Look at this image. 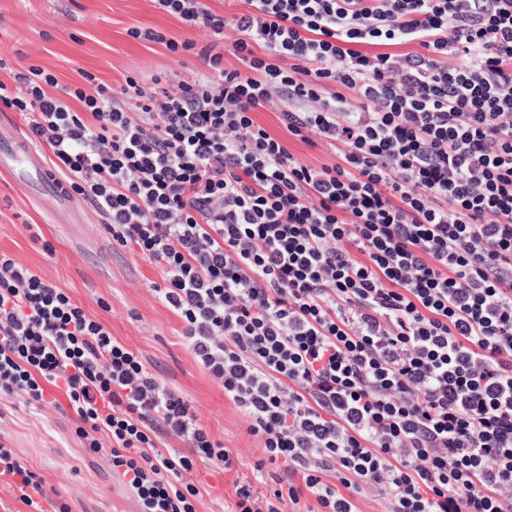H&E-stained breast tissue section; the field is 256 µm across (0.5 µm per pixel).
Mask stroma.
Listing matches in <instances>:
<instances>
[{
  "mask_svg": "<svg viewBox=\"0 0 512 512\" xmlns=\"http://www.w3.org/2000/svg\"><path fill=\"white\" fill-rule=\"evenodd\" d=\"M156 29L178 41L204 44L209 32L158 10L153 0H0V82L13 84L28 65L52 73L61 86H84V73L119 91L126 78L142 83L165 75L168 90L204 72L189 53L132 39L131 28ZM280 103L258 108L255 121L304 164L336 163L334 148L309 146L288 133ZM52 199L34 197L0 174V251L64 289L112 335L136 351L146 367L193 408L212 436L233 456L231 469L196 463L187 479L200 491L199 512H226L237 483L270 495L274 483L256 482L261 443L248 432L241 412L196 362L182 336V323L161 304L155 288L159 267L113 241L103 218L82 202V221L56 224ZM71 411L35 408L17 395L0 394V440L45 480L48 494L67 512H136L133 496L104 453L84 448Z\"/></svg>",
  "mask_w": 512,
  "mask_h": 512,
  "instance_id": "obj_1",
  "label": "stroma"
}]
</instances>
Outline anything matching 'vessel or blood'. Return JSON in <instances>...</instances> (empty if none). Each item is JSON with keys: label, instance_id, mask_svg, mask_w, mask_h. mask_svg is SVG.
<instances>
[{"label": "vessel or blood", "instance_id": "b4317fda", "mask_svg": "<svg viewBox=\"0 0 512 512\" xmlns=\"http://www.w3.org/2000/svg\"><path fill=\"white\" fill-rule=\"evenodd\" d=\"M0 169L24 183L35 195L53 198L56 202L54 221H63L77 211V204L64 194L41 150L10 125L0 126Z\"/></svg>", "mask_w": 512, "mask_h": 512}]
</instances>
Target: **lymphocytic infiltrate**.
I'll return each instance as SVG.
<instances>
[{"instance_id": "1", "label": "lymphocytic infiltrate", "mask_w": 512, "mask_h": 512, "mask_svg": "<svg viewBox=\"0 0 512 512\" xmlns=\"http://www.w3.org/2000/svg\"><path fill=\"white\" fill-rule=\"evenodd\" d=\"M210 44L130 35L207 73L120 96L29 66L0 104L28 121L113 241L160 267L197 362L282 463L229 512H512V0H154ZM241 69L224 66L225 28ZM415 42L416 53H396ZM460 58L449 66L450 58ZM300 162L253 118L272 99ZM67 400L138 512H198L195 462L231 467L189 404L61 288L0 251V392ZM186 452L166 454L165 438ZM29 512H63L0 442ZM282 107L280 101L274 99L273 104L269 103L256 110L254 120L272 136L282 141L294 156L308 166L319 168L339 161L334 148L320 142L316 147H311L289 134L281 122L279 112Z\"/></svg>"}]
</instances>
